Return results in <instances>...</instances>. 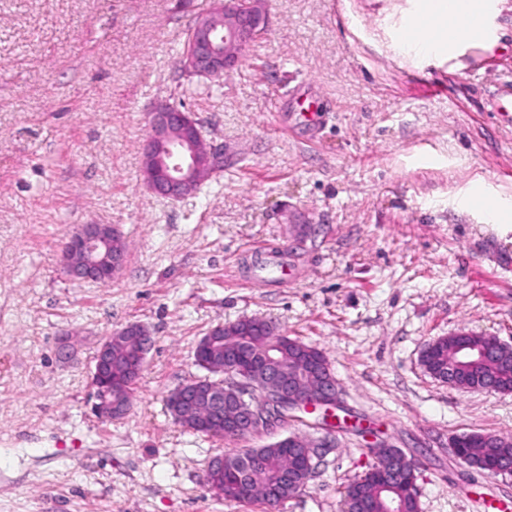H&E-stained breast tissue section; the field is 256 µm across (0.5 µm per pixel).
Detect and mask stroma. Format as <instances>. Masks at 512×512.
Segmentation results:
<instances>
[{"instance_id": "obj_1", "label": "stroma", "mask_w": 512, "mask_h": 512, "mask_svg": "<svg viewBox=\"0 0 512 512\" xmlns=\"http://www.w3.org/2000/svg\"><path fill=\"white\" fill-rule=\"evenodd\" d=\"M212 0H0V512H259L218 500L208 462L266 444L197 435L166 406L202 376L213 327L244 317L326 355L339 423L306 490L279 512H342L340 491L374 458L360 427L417 463L420 512L512 507V476L456 458L466 432L512 438V394L464 391L419 356L461 330L512 345V220L458 200L481 189L512 210V124L488 96L512 83V0L498 49L458 44L417 59L396 43L411 0H265L266 30L215 80L180 53ZM327 101L308 140L292 89ZM194 112L224 166L170 201L144 184L149 113ZM115 224L122 273L72 280L63 245ZM279 258L287 281L253 263ZM153 347L124 419L92 413L94 356L113 330ZM74 350L57 356L61 342Z\"/></svg>"}]
</instances>
